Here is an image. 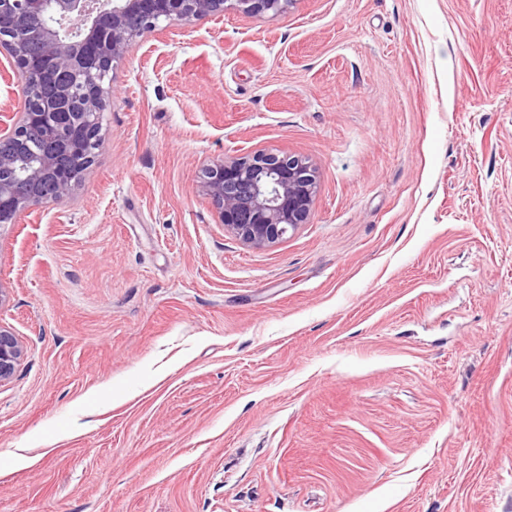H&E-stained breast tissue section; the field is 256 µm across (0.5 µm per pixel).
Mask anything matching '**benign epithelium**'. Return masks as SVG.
Returning a JSON list of instances; mask_svg holds the SVG:
<instances>
[{
	"label": "benign epithelium",
	"instance_id": "1",
	"mask_svg": "<svg viewBox=\"0 0 512 512\" xmlns=\"http://www.w3.org/2000/svg\"><path fill=\"white\" fill-rule=\"evenodd\" d=\"M297 0H0V49L22 84L35 70L62 74L41 111H31L26 93L11 127H0V224H15L27 211L71 197L94 165L99 126L110 105L108 63L126 54L137 38L163 21L279 13ZM47 15L33 42L14 36L17 25ZM41 140L26 167L19 159ZM202 188L219 223L244 245L263 248L310 222L318 188L307 160L263 149L211 161ZM25 357L17 335L0 325V386L14 377Z\"/></svg>",
	"mask_w": 512,
	"mask_h": 512
}]
</instances>
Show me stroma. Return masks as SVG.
Wrapping results in <instances>:
<instances>
[{"instance_id": "obj_1", "label": "stroma", "mask_w": 512, "mask_h": 512, "mask_svg": "<svg viewBox=\"0 0 512 512\" xmlns=\"http://www.w3.org/2000/svg\"><path fill=\"white\" fill-rule=\"evenodd\" d=\"M111 94L0 226V512H512V0L166 22ZM263 148L319 185L252 249L200 182ZM25 353V347L17 335L0 324V386L11 381Z\"/></svg>"}]
</instances>
